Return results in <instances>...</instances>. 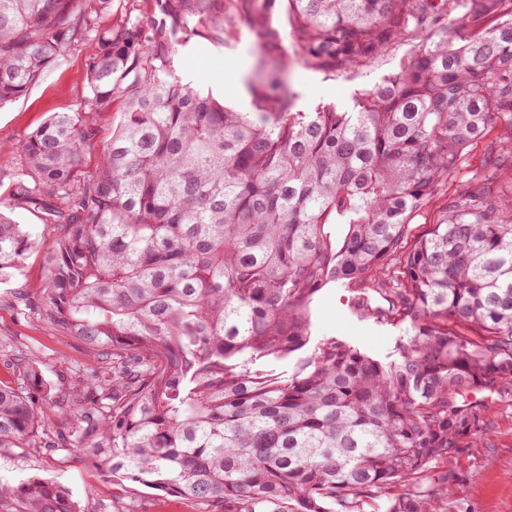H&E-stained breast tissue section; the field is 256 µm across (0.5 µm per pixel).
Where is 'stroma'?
<instances>
[{"mask_svg":"<svg viewBox=\"0 0 512 512\" xmlns=\"http://www.w3.org/2000/svg\"><path fill=\"white\" fill-rule=\"evenodd\" d=\"M409 46L399 43L371 67L335 77L293 62L290 78L298 95L297 110L319 102L349 104L355 91L370 87L391 73ZM96 44L70 49L43 81L25 96L0 106V154L17 157L25 137L55 112L75 111L89 93L87 64ZM260 49L247 21H239L225 42L200 37L177 47L173 64L179 74L240 112L252 109L248 80ZM47 275L46 252H30L10 283L0 285V383L16 384L15 360L34 354L53 393L69 388L72 375L89 361L82 342L41 321L32 309ZM350 292L330 286L313 303V333L345 339L376 357H385L400 336L398 328L362 320L350 313ZM456 492L447 512H512V400L489 403L488 433L478 446L458 449L448 459ZM60 482L73 491L82 512H199L184 496L117 482L93 469L81 455L48 457L19 448L0 450V479L16 484L30 476Z\"/></svg>","mask_w":512,"mask_h":512,"instance_id":"35a3bbf8","label":"stroma"}]
</instances>
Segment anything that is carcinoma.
<instances>
[{"label":"carcinoma","mask_w":512,"mask_h":512,"mask_svg":"<svg viewBox=\"0 0 512 512\" xmlns=\"http://www.w3.org/2000/svg\"><path fill=\"white\" fill-rule=\"evenodd\" d=\"M0 0V105L92 40L89 95L21 146L0 201V282L43 247L12 217L60 229L38 316L94 360L69 393L31 358L0 385V449H76L103 474L200 512H444L438 471L512 396V0H239L263 55L251 112L177 73L194 37L224 41L225 0ZM332 75L412 50L350 111L295 110L278 70ZM462 20L448 28V15ZM121 121L79 177L96 116ZM497 145L466 180L478 141ZM442 219L411 222L442 187ZM329 285L403 331L388 360L313 336ZM295 361L288 368L289 361ZM0 512H80L39 476L0 480Z\"/></svg>","instance_id":"obj_1"}]
</instances>
